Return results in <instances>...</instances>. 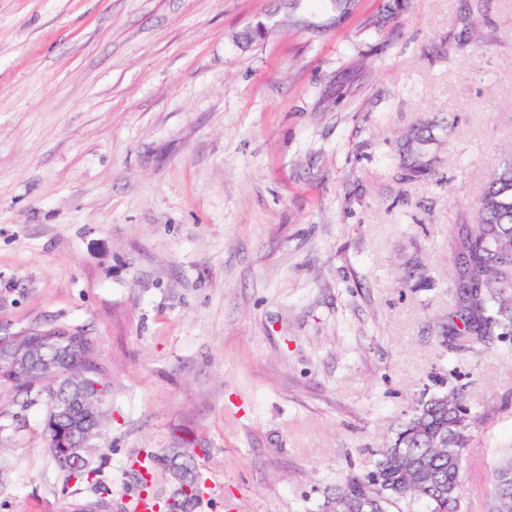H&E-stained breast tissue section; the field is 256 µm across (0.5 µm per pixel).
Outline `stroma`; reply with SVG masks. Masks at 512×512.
<instances>
[{"mask_svg":"<svg viewBox=\"0 0 512 512\" xmlns=\"http://www.w3.org/2000/svg\"><path fill=\"white\" fill-rule=\"evenodd\" d=\"M0 0V336L86 329L113 499L205 448L197 512H318L460 390L467 512L512 450V335L455 349L449 227L512 159V0ZM265 38L241 35L256 22ZM431 176L401 180L417 125ZM45 397L0 393V512H72ZM191 452L188 448H162L159 451L142 450L139 451L132 460L128 462L127 474L131 478L128 490L129 497H133L131 508L136 512L140 501L150 500L159 511L165 510V500L161 490L165 476L167 464L175 457L186 455ZM136 475V483L132 476ZM170 512V511H167Z\"/></svg>","mask_w":512,"mask_h":512,"instance_id":"stroma-1","label":"stroma"}]
</instances>
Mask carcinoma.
I'll list each match as a JSON object with an SVG mask.
<instances>
[{
  "label": "carcinoma",
  "instance_id": "carcinoma-1",
  "mask_svg": "<svg viewBox=\"0 0 512 512\" xmlns=\"http://www.w3.org/2000/svg\"><path fill=\"white\" fill-rule=\"evenodd\" d=\"M405 0H383L379 15L367 24L380 26L396 18ZM423 130L412 128L397 142L400 179L413 180L431 174L421 145ZM476 222L457 224L453 230L452 258L458 269V303L455 320L447 333L462 342L484 341L499 334L512 335V301L505 291L512 288V160L504 162L489 177L476 205ZM92 370L91 376L102 385L104 398L112 386L96 371H106L99 351L87 365L77 370ZM470 445L469 420L460 392L419 400L399 423L391 438L378 449L375 469L366 475L348 476L336 497L322 504V512H391L400 502L426 505L427 512H466L463 473ZM186 454L184 448L142 450L128 462L127 474L138 480L129 484L132 509L150 500L165 509L161 492L167 464ZM66 482L86 485L106 500L111 494L99 467L88 463L72 470L58 463ZM512 466V454L504 457L492 474L487 512H512V496L499 491L501 470ZM205 478L196 479L182 491L178 512H194L203 500Z\"/></svg>",
  "mask_w": 512,
  "mask_h": 512
}]
</instances>
